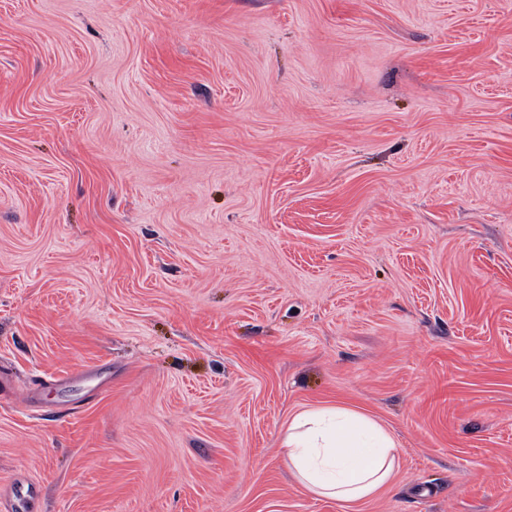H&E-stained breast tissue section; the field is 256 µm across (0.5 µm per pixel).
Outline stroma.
<instances>
[{"mask_svg": "<svg viewBox=\"0 0 512 512\" xmlns=\"http://www.w3.org/2000/svg\"><path fill=\"white\" fill-rule=\"evenodd\" d=\"M326 406L395 439L376 496L289 470ZM20 475L38 512H512V0H0Z\"/></svg>", "mask_w": 512, "mask_h": 512, "instance_id": "stroma-1", "label": "stroma"}]
</instances>
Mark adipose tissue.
Returning <instances> with one entry per match:
<instances>
[{
  "mask_svg": "<svg viewBox=\"0 0 512 512\" xmlns=\"http://www.w3.org/2000/svg\"><path fill=\"white\" fill-rule=\"evenodd\" d=\"M289 468L313 494L356 503L383 489L398 458L393 437L372 418L330 406L296 414L281 440Z\"/></svg>",
  "mask_w": 512,
  "mask_h": 512,
  "instance_id": "1",
  "label": "adipose tissue"
}]
</instances>
